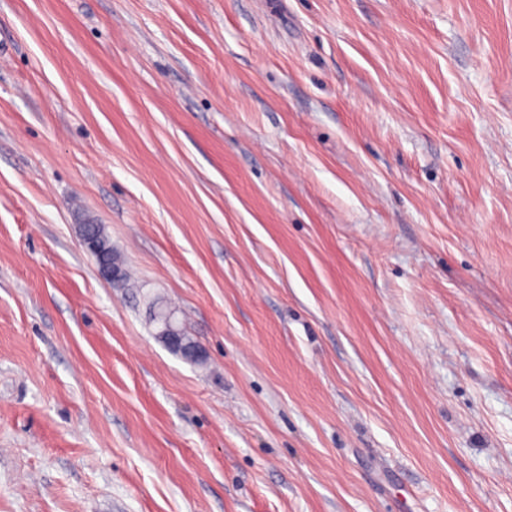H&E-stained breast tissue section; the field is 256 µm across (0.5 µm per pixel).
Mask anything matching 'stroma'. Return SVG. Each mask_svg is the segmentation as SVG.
Instances as JSON below:
<instances>
[{
    "label": "stroma",
    "instance_id": "obj_1",
    "mask_svg": "<svg viewBox=\"0 0 512 512\" xmlns=\"http://www.w3.org/2000/svg\"><path fill=\"white\" fill-rule=\"evenodd\" d=\"M0 512H512V0H0ZM89 224H79L78 233L81 246L85 251L96 259L99 273L106 279L115 282L119 278V270L114 265L112 266L106 259L104 251L106 248V241L103 232L99 231L97 234H90L87 230ZM180 331L175 328L168 319L166 321L165 328L158 333V336L160 337L161 342L171 351L184 355L192 360H199L203 353L201 347L199 345H194L197 344L196 341H194L191 336H187L185 330L180 329ZM183 339L185 343L194 346L189 347L184 345Z\"/></svg>",
    "mask_w": 512,
    "mask_h": 512
}]
</instances>
